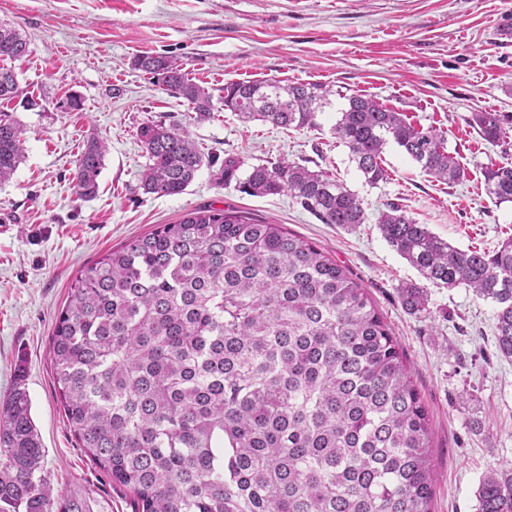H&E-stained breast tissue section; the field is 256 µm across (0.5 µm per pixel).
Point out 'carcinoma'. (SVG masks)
I'll list each match as a JSON object with an SVG mask.
<instances>
[{
  "label": "carcinoma",
  "instance_id": "obj_1",
  "mask_svg": "<svg viewBox=\"0 0 512 512\" xmlns=\"http://www.w3.org/2000/svg\"><path fill=\"white\" fill-rule=\"evenodd\" d=\"M29 52L0 25V61ZM135 65L210 118L213 95L175 59ZM18 93L0 66V100ZM335 92L277 80L224 85V109L283 128L316 126ZM497 143L496 112L473 116ZM367 183L387 179L385 146L402 148L427 175L457 183L465 168L443 132L411 123L372 95H355L334 127ZM148 158L146 194L179 195L202 167L184 129L138 128ZM106 145L87 140L73 181L98 193ZM24 157V130L0 113V183ZM226 158L224 185L250 196L286 193L323 224L365 223L362 201L323 170L284 157L243 169ZM487 195L512 202V163L484 171ZM383 238L430 283L463 285L496 306L498 350L512 358V237L489 254L461 249L390 203ZM411 313L426 310L415 284ZM55 387L78 446L132 496L135 512H431L435 471L429 419L399 343L367 291L313 242L233 209L206 208L159 224L82 267L50 342ZM42 442L18 366L0 405V512H92L85 496L52 499ZM479 512H512V463L488 472Z\"/></svg>",
  "mask_w": 512,
  "mask_h": 512
}]
</instances>
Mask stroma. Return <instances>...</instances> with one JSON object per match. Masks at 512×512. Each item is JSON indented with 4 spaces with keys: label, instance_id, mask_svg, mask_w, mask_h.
Segmentation results:
<instances>
[{
    "label": "stroma",
    "instance_id": "stroma-1",
    "mask_svg": "<svg viewBox=\"0 0 512 512\" xmlns=\"http://www.w3.org/2000/svg\"><path fill=\"white\" fill-rule=\"evenodd\" d=\"M0 25L17 29L29 53L14 61L18 94L0 101L25 131L22 163L0 184V401L24 367L31 415L52 496L82 490L93 512H133L130 495L79 448L55 389L51 334L80 268L159 224L199 208H232L280 224L317 244L366 288L403 349L425 405L436 470L432 512H476L490 470L512 461V360L496 347L495 307L465 287L425 284L385 241L377 218L398 204L417 223L462 248L486 252L512 237V203L484 187L492 163H512V0H0ZM177 59L217 104L197 122L188 102L134 60ZM277 79L333 88L313 128L242 122L225 110V83ZM81 110L59 109L65 96ZM375 96L421 127L443 131L465 178L427 176L400 147L383 153L386 180L372 185L333 127L348 99ZM495 112L503 143L482 139L477 112ZM146 122L186 129L199 149L246 165L287 157L332 172L362 201L352 229L324 224L285 194L253 197L202 168L175 196L143 193ZM108 146L96 197L73 181L88 138ZM425 285L428 310L409 313L398 290Z\"/></svg>",
    "mask_w": 512,
    "mask_h": 512
}]
</instances>
